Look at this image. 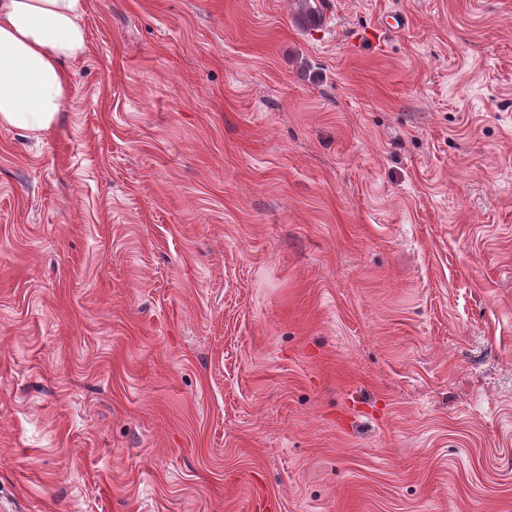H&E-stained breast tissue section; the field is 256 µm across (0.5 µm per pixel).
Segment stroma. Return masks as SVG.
Instances as JSON below:
<instances>
[{
	"label": "stroma",
	"mask_w": 512,
	"mask_h": 512,
	"mask_svg": "<svg viewBox=\"0 0 512 512\" xmlns=\"http://www.w3.org/2000/svg\"><path fill=\"white\" fill-rule=\"evenodd\" d=\"M83 24L0 127V512H512V0Z\"/></svg>",
	"instance_id": "35a3bbf8"
}]
</instances>
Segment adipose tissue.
I'll return each mask as SVG.
<instances>
[{"label":"adipose tissue","instance_id":"ef3b65f1","mask_svg":"<svg viewBox=\"0 0 512 512\" xmlns=\"http://www.w3.org/2000/svg\"><path fill=\"white\" fill-rule=\"evenodd\" d=\"M90 0H0V127L39 135L65 111L69 64L88 51Z\"/></svg>","mask_w":512,"mask_h":512}]
</instances>
